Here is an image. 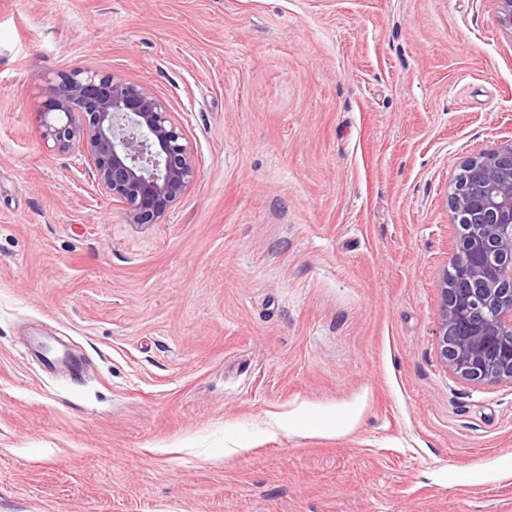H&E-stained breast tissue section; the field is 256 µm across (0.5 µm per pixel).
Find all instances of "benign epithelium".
Listing matches in <instances>:
<instances>
[{
  "mask_svg": "<svg viewBox=\"0 0 512 512\" xmlns=\"http://www.w3.org/2000/svg\"><path fill=\"white\" fill-rule=\"evenodd\" d=\"M46 93L41 137L79 153L94 187L123 205L125 223H160L197 178L181 125L149 86L78 68ZM450 203L459 232L441 276L440 357L471 383H512V143L462 165Z\"/></svg>",
  "mask_w": 512,
  "mask_h": 512,
  "instance_id": "1",
  "label": "benign epithelium"
}]
</instances>
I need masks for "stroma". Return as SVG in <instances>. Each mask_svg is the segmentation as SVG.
Listing matches in <instances>:
<instances>
[{
	"mask_svg": "<svg viewBox=\"0 0 512 512\" xmlns=\"http://www.w3.org/2000/svg\"><path fill=\"white\" fill-rule=\"evenodd\" d=\"M498 8L0 0V512H512V384L436 347L455 177L512 142ZM72 68L182 125L198 177L162 223L43 141ZM353 403L344 434L276 424Z\"/></svg>",
	"mask_w": 512,
	"mask_h": 512,
	"instance_id": "obj_1",
	"label": "stroma"
}]
</instances>
